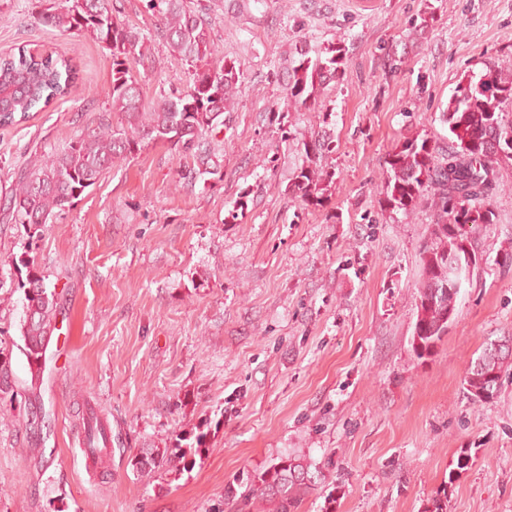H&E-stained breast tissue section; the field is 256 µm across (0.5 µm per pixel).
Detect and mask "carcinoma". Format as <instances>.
Here are the masks:
<instances>
[{"mask_svg": "<svg viewBox=\"0 0 512 512\" xmlns=\"http://www.w3.org/2000/svg\"><path fill=\"white\" fill-rule=\"evenodd\" d=\"M158 13L155 37L188 67L189 85L173 91L152 104L143 101L141 88L130 72L129 63L144 38L113 13L112 0H53L34 16L35 22L58 31L90 36L112 55V110L125 122H101L74 140L63 152H48L10 187L9 210L15 223L38 233L88 188L102 172L127 160L143 143L160 141L182 154L201 155L203 135L220 124L239 73L233 61L219 56L203 11L186 0H147ZM345 48L328 46L315 60L304 59L288 83V96L310 107L316 104L317 87L336 79L345 59ZM76 79L71 59L19 49L0 55V95L9 108L0 112V126L25 121L57 99L66 96ZM512 79L486 64L483 71L457 85L440 121L456 138L451 149L430 144L426 138L405 137L385 159L386 207L405 213L418 200L427 198L434 211L429 238L419 252L420 285L415 296L416 320L411 337L413 353L424 358L434 351L448 332L459 294L454 282L470 276L467 244L478 224H492L496 211L491 195L496 188L497 166L512 155L499 154L497 140L512 135ZM331 141L317 140L304 145L308 164L295 177L291 193L306 205L323 204L317 162L331 151ZM26 281L21 320V351L30 366L31 380L40 379L45 353L56 318L58 297L45 284V277L33 265L24 264ZM500 345L486 342L470 362L464 389L471 401L486 403L502 386V374L512 368V336L499 338ZM12 349L0 341V394L17 396L12 383ZM188 453L173 448L162 461L145 452L134 463L140 472L161 464L190 466ZM323 467L296 455H286L257 477V484L238 492L228 487L224 497L245 512L259 498L275 505V512H299L304 498L324 483Z\"/></svg>", "mask_w": 512, "mask_h": 512, "instance_id": "cac0c4a2", "label": "carcinoma"}]
</instances>
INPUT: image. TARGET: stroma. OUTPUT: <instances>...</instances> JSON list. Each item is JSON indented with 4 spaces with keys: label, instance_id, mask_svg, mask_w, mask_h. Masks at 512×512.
Segmentation results:
<instances>
[{
    "label": "stroma",
    "instance_id": "1",
    "mask_svg": "<svg viewBox=\"0 0 512 512\" xmlns=\"http://www.w3.org/2000/svg\"><path fill=\"white\" fill-rule=\"evenodd\" d=\"M240 78L231 121L204 137L213 173L152 142L106 170L43 231L9 223L7 192L111 107L112 57L37 24L40 0H0V53L73 57L69 94L0 126V341L17 399L0 400V512H214L225 489L283 455L325 465L301 512H512V371L484 404L463 379L482 344L512 334V165L498 167L497 220L433 353L411 349L419 247L433 212L384 205L395 143L448 144L458 83L498 65L512 77V0H200ZM144 38L132 62L145 102L189 80L159 44L146 0H113ZM342 43L346 63L313 108L288 97L302 55ZM397 69H390V59ZM330 136L322 207L290 188L304 145ZM59 295L43 381L20 352V261ZM97 413L108 453L85 470L78 430ZM201 446L191 469L144 476L145 448ZM471 460L456 479L461 449ZM457 469V468H456Z\"/></svg>",
    "mask_w": 512,
    "mask_h": 512
}]
</instances>
